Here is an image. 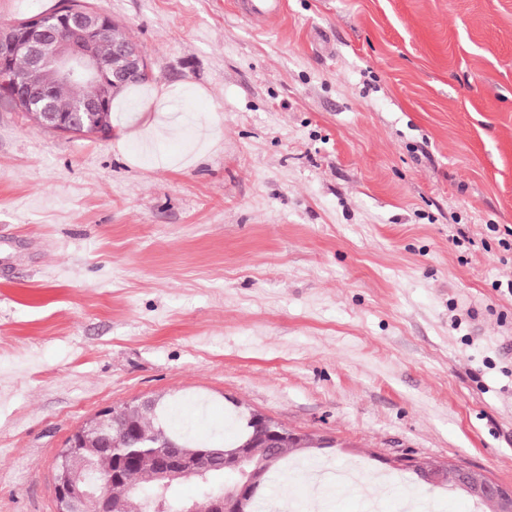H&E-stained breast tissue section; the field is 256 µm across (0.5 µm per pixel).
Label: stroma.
<instances>
[{"label":"stroma","mask_w":512,"mask_h":512,"mask_svg":"<svg viewBox=\"0 0 512 512\" xmlns=\"http://www.w3.org/2000/svg\"><path fill=\"white\" fill-rule=\"evenodd\" d=\"M233 2L88 0L150 84L205 92L153 150L0 97V512H55L70 433L147 398L198 437L255 411L315 460L512 485V0ZM248 11L258 19H271L281 16L284 12L283 0H247Z\"/></svg>","instance_id":"1"}]
</instances>
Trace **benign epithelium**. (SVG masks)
Returning a JSON list of instances; mask_svg holds the SVG:
<instances>
[{
    "label": "benign epithelium",
    "instance_id": "obj_1",
    "mask_svg": "<svg viewBox=\"0 0 512 512\" xmlns=\"http://www.w3.org/2000/svg\"><path fill=\"white\" fill-rule=\"evenodd\" d=\"M103 39L111 45L107 54L98 49ZM16 55L26 56L41 80L0 81V92L36 125L64 135H103L116 91L148 76L141 50L126 33L112 28L99 12L71 2L54 15L36 14L15 26L0 27V71ZM64 83L90 84L96 93L79 100L58 99L53 90ZM112 417L110 408L97 411L58 451L53 474L56 512H123L109 487L113 480L131 475L132 459L122 458L107 476L93 475L94 458L114 451ZM249 420L254 433L233 448H184L170 441L157 453L156 478L163 491L176 480L204 481L215 467L238 476L233 491L186 502L182 512H248L265 471L276 463V449L313 447L307 435L266 415L252 412ZM394 466L423 469L421 480L428 484L445 483L453 475L469 495L486 501L491 512H512V486L497 484L480 470L413 458Z\"/></svg>",
    "mask_w": 512,
    "mask_h": 512
}]
</instances>
